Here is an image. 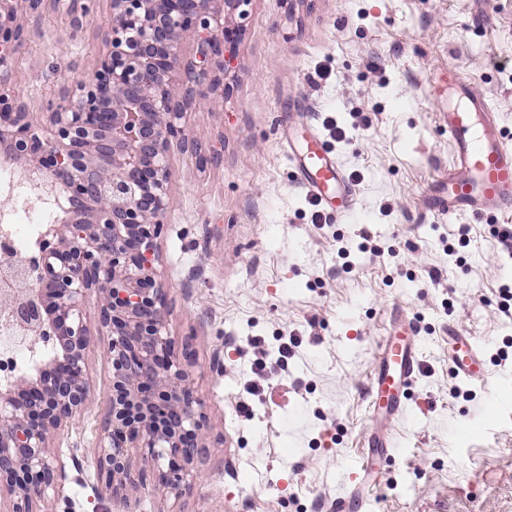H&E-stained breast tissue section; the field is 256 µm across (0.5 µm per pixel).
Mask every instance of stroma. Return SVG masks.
I'll use <instances>...</instances> for the list:
<instances>
[{
  "mask_svg": "<svg viewBox=\"0 0 512 512\" xmlns=\"http://www.w3.org/2000/svg\"><path fill=\"white\" fill-rule=\"evenodd\" d=\"M109 10L45 0L41 20L26 18L13 81L30 111L91 73ZM246 11L227 91L185 118L220 160L202 170L172 150L157 265L169 334L196 352L209 417L201 476L176 499L142 485L138 512H320L367 458L378 483L361 512H512V357L494 360L512 341L498 310L512 258L493 221L468 218L465 245L436 215L449 68L485 93L512 140V0H251ZM330 121L346 133L330 148L367 221L315 209L297 175L294 153ZM395 317L420 341L422 369L407 415L382 424L369 387ZM452 329L480 349L483 381L451 369ZM291 338L283 368L278 347ZM88 364L93 402L54 439L67 464L59 496L74 512H110L94 469L110 396L100 343ZM381 424L394 457L368 446Z\"/></svg>",
  "mask_w": 512,
  "mask_h": 512,
  "instance_id": "obj_1",
  "label": "stroma"
}]
</instances>
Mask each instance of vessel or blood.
Instances as JSON below:
<instances>
[{"label": "vessel or blood", "mask_w": 512, "mask_h": 512, "mask_svg": "<svg viewBox=\"0 0 512 512\" xmlns=\"http://www.w3.org/2000/svg\"><path fill=\"white\" fill-rule=\"evenodd\" d=\"M448 197L442 215L457 219L467 215L512 213V142L503 135L500 115L486 95L469 83L457 69L448 71ZM299 170L310 194L318 200L329 195L346 202L344 216H353L354 203L348 202L349 186L340 168L329 160V147L322 137H314L303 156ZM449 359L456 374L477 380L480 352L472 337L450 339ZM421 368V351L415 339H386L378 353V368L369 388L377 412L394 417L406 412L405 401ZM368 463L351 466L343 492L332 502L333 512L360 507L373 495L367 481Z\"/></svg>", "instance_id": "vessel-or-blood-1"}]
</instances>
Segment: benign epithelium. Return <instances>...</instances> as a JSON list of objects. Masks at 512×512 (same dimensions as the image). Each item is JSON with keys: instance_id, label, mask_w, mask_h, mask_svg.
Segmentation results:
<instances>
[{"instance_id": "7a95c632", "label": "benign epithelium", "mask_w": 512, "mask_h": 512, "mask_svg": "<svg viewBox=\"0 0 512 512\" xmlns=\"http://www.w3.org/2000/svg\"><path fill=\"white\" fill-rule=\"evenodd\" d=\"M43 0H0V158L23 165L32 187L69 203L35 250L0 266V309L31 346L52 355L0 379V512H42L66 478L52 436L92 403L87 350L103 339L110 398L95 475L131 512L143 483L180 498L205 449V402L194 395L190 342L168 336L158 279L173 148H186V112L224 96L251 0H110L106 49L66 99L30 111L11 86L26 32ZM196 41L193 58L184 37ZM95 300L90 323L86 305Z\"/></svg>"}]
</instances>
